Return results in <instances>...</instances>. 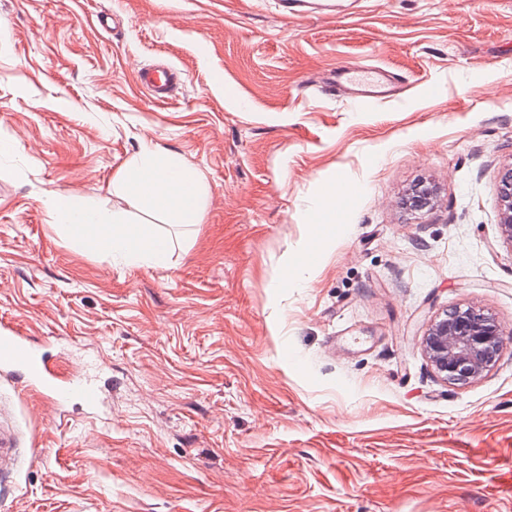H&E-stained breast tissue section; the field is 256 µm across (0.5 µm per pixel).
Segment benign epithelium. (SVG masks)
I'll use <instances>...</instances> for the list:
<instances>
[{
    "label": "benign epithelium",
    "mask_w": 512,
    "mask_h": 512,
    "mask_svg": "<svg viewBox=\"0 0 512 512\" xmlns=\"http://www.w3.org/2000/svg\"><path fill=\"white\" fill-rule=\"evenodd\" d=\"M500 233L512 245V168L500 178ZM504 332L489 315L458 307L436 317L423 339L424 350L436 372L452 384L481 377L497 362Z\"/></svg>",
    "instance_id": "obj_1"
}]
</instances>
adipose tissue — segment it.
Segmentation results:
<instances>
[{"instance_id": "1", "label": "adipose tissue", "mask_w": 512, "mask_h": 512, "mask_svg": "<svg viewBox=\"0 0 512 512\" xmlns=\"http://www.w3.org/2000/svg\"><path fill=\"white\" fill-rule=\"evenodd\" d=\"M112 185L143 210H162L178 225L203 220L204 179L176 154L144 145L116 174ZM45 207L50 223L69 242L103 253L113 263L143 269L165 267L171 262L172 241L155 225L128 222L118 213L93 206L78 207L64 197L47 200Z\"/></svg>"}]
</instances>
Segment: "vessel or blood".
<instances>
[{
	"label": "vessel or blood",
	"mask_w": 512,
	"mask_h": 512,
	"mask_svg": "<svg viewBox=\"0 0 512 512\" xmlns=\"http://www.w3.org/2000/svg\"><path fill=\"white\" fill-rule=\"evenodd\" d=\"M137 80L154 102L166 104L175 98L181 75L173 66L158 62L142 67ZM326 84L340 95L362 102L392 97L396 90L395 83L385 73L350 66L330 73ZM17 367L26 369L32 387L45 394L55 405L77 399L93 411L100 404V394L93 382L79 378L59 379L46 358L29 344L27 337L4 322L0 324V371Z\"/></svg>",
	"instance_id": "obj_1"
}]
</instances>
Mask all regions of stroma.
I'll use <instances>...</instances> for the list:
<instances>
[{
    "label": "stroma",
    "instance_id": "stroma-1",
    "mask_svg": "<svg viewBox=\"0 0 512 512\" xmlns=\"http://www.w3.org/2000/svg\"><path fill=\"white\" fill-rule=\"evenodd\" d=\"M158 59L166 104L136 81ZM340 65L401 92H325ZM1 141L0 322L106 400L0 375V512H512V342L466 385L422 346L456 307L512 330V0H0ZM145 141L208 193L170 267L129 270L44 203L143 220L112 181ZM303 251L309 287H277ZM137 80L154 102L166 104L176 97L181 75L173 66L158 62L142 67ZM499 194L501 201L500 233L503 240L512 246V168L507 169L501 175Z\"/></svg>",
    "mask_w": 512,
    "mask_h": 512
}]
</instances>
